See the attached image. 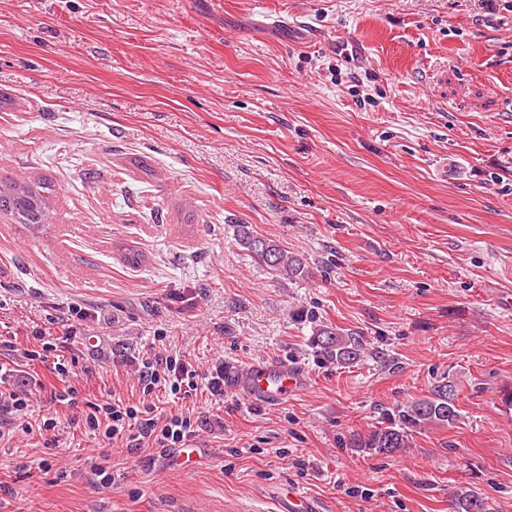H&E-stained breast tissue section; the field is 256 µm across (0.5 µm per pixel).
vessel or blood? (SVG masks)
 Here are the masks:
<instances>
[{"mask_svg": "<svg viewBox=\"0 0 512 512\" xmlns=\"http://www.w3.org/2000/svg\"><path fill=\"white\" fill-rule=\"evenodd\" d=\"M305 377L301 370L277 362H265L248 369L233 363L224 365L225 389L264 404H274L302 391Z\"/></svg>", "mask_w": 512, "mask_h": 512, "instance_id": "obj_1", "label": "vessel or blood"}]
</instances>
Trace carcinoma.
<instances>
[{"instance_id": "obj_1", "label": "carcinoma", "mask_w": 512, "mask_h": 512, "mask_svg": "<svg viewBox=\"0 0 512 512\" xmlns=\"http://www.w3.org/2000/svg\"><path fill=\"white\" fill-rule=\"evenodd\" d=\"M52 188L43 179L19 181L0 175V213L12 216L15 223L33 230L42 228L50 213ZM240 246L261 265L290 281L313 278L304 258L292 254L274 241L258 234L251 225H237ZM302 315L312 324L308 345L321 365H348L363 360V338L341 327L319 320L312 311ZM458 385L454 379L437 381L421 397L410 398L383 416L380 425L366 436L353 437L352 447L391 456L408 447L412 434L431 426H454L460 420ZM454 512H493L489 502L472 489L461 490Z\"/></svg>"}]
</instances>
